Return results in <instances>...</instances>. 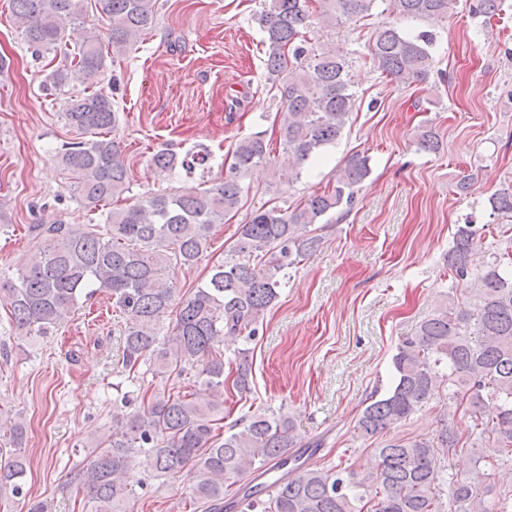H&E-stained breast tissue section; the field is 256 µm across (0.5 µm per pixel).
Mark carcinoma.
Segmentation results:
<instances>
[{
  "label": "carcinoma",
  "mask_w": 512,
  "mask_h": 512,
  "mask_svg": "<svg viewBox=\"0 0 512 512\" xmlns=\"http://www.w3.org/2000/svg\"><path fill=\"white\" fill-rule=\"evenodd\" d=\"M15 23L35 59L63 54L64 64L45 75L43 88L61 91L80 86L63 101L66 124L77 132L55 155L69 188L100 224H36L41 246L13 278L0 273V307L8 309L22 333L48 336L89 295L103 288L122 317V371L133 389L122 394L127 407L112 415V436L86 465L76 470V492L91 512H126L135 498L121 480L137 459L158 476H176L188 466L202 474L191 492L201 512H224V482L259 478L281 471L266 499L245 493L230 502L239 512H441L437 488L444 474L445 453L467 446L474 465L512 455V252L504 250L476 261L480 228L458 225L448 251V271L463 283L465 301L455 292L426 317L418 333L403 340L392 358L394 378L384 393L374 391L358 416L355 430L364 437L389 432L447 388L448 399L465 406L471 425L464 434L443 428L434 437L389 438L380 448L373 489L352 488V473L333 471L301 460L307 447L293 416L269 409L236 421L224 434L215 432L223 413L224 354L227 336L256 335L265 312L278 298L276 272L300 263L320 244L303 229L320 224L330 213L351 205L357 187L369 176L368 158L350 156L336 170L334 182L294 209L264 206L239 225L230 255L213 265L207 281L178 303L169 335L159 338L162 317L172 306L177 285L171 268L188 269L210 245L215 224L238 211L244 181L257 166L281 171L271 159L270 144L255 133L238 141L224 177L207 188L187 186L137 197L128 195V170L118 143L110 137L119 115L112 97L95 88L106 58L118 59L155 25L157 0H93L110 26L109 42L91 30L76 52L63 43L65 27L84 19L88 0H10ZM318 24L336 29L368 16L376 0H319ZM388 9L404 18H448L459 0H387ZM309 0H270L259 22L265 33L267 80L283 100L281 137L288 178L341 138L355 108L349 79V53L336 46L313 48ZM502 0H472L470 12L491 19ZM434 38L379 27L368 51L374 67L400 85L427 79L434 68ZM419 149L435 152L439 142L431 128L420 130ZM206 152L180 158L158 151L152 165L161 171L178 166L192 171L208 160ZM492 208L512 214V191L489 197ZM270 257L269 267L262 265ZM233 384L243 394L252 389L249 350L238 351ZM146 366L155 376H180L186 366L213 398L201 402L192 394L168 390L151 396L141 392L135 369ZM26 458L15 454L0 462V495L24 492ZM474 473L449 478L448 512H509L508 503L488 504L492 488Z\"/></svg>",
  "instance_id": "obj_1"
}]
</instances>
